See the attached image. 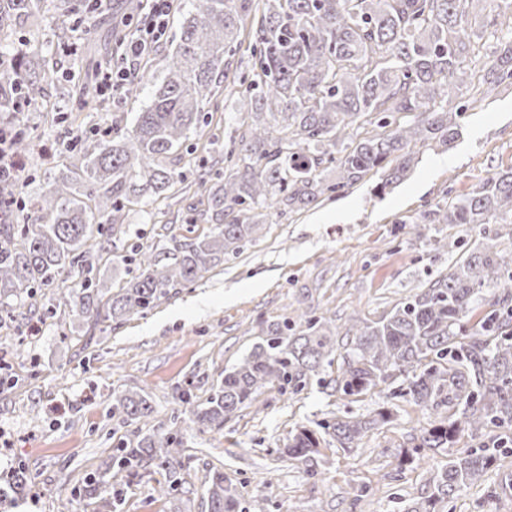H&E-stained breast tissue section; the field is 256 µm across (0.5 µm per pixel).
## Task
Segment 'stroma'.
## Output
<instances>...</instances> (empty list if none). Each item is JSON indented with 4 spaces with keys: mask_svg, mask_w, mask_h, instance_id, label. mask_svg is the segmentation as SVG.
<instances>
[{
    "mask_svg": "<svg viewBox=\"0 0 512 512\" xmlns=\"http://www.w3.org/2000/svg\"><path fill=\"white\" fill-rule=\"evenodd\" d=\"M61 0H45L38 23L6 28L0 41L18 52L40 49L57 64L59 83L47 98L57 118L33 105L18 112L32 143L21 158L27 195L35 197L49 180L65 171L68 146L76 135L99 130L112 115L132 117L149 103L161 70H148L136 94L122 90L116 101L78 110L59 86L74 87L97 73L111 58L124 29L125 0H101L93 22L95 40L75 29H60ZM228 65L218 97L223 106L208 112L204 134L191 136L188 178H196L199 159L237 151L235 132L246 111L244 82L256 56L250 30H243L226 52ZM475 88H463L459 101H474L461 120L460 135L449 147L420 144L411 177L383 197L368 174L342 195L321 199L287 215L264 209V228L241 252L226 257L188 287L152 310L105 320L80 321L72 299L45 288L29 318L0 324V477L24 470L27 492L0 503V512H101L87 498L85 477L105 471L120 440L132 439L134 426L112 419V395L144 391L155 409L149 427L169 428L180 417L183 483L171 498L155 491L162 476L154 470L132 475L110 471L122 512H207L204 481L213 472L228 476L243 506L263 512H400L403 501L427 498L434 471L463 449L486 443L488 434L466 436L429 452L420 466L398 469V455L428 425L431 416L393 397L392 385L358 397L334 387L308 385L296 395L267 386L237 412L223 429L199 432L183 418L179 400L189 391L205 403L225 369L238 364L264 339L269 325L301 316L334 319L337 334L353 320L376 321L419 289L428 287L483 236L499 235L512 245L507 224H424L420 216L435 205L457 202L494 173L512 166V87L503 86L485 100ZM126 232L100 253L95 272L105 295L125 286L136 273L137 247L164 249L188 232H210L207 224L187 228L171 199L149 197L131 206ZM390 403L391 423L373 429L351 447L325 450L318 476L305 465L282 457V448L299 427L335 417L365 416ZM512 479V453L482 481L457 493L451 512H512V497L491 498V491ZM367 486L362 497L353 490Z\"/></svg>",
    "mask_w": 512,
    "mask_h": 512,
    "instance_id": "stroma-1",
    "label": "stroma"
}]
</instances>
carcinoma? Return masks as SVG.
Wrapping results in <instances>:
<instances>
[{
    "mask_svg": "<svg viewBox=\"0 0 512 512\" xmlns=\"http://www.w3.org/2000/svg\"><path fill=\"white\" fill-rule=\"evenodd\" d=\"M41 0H0V30L16 20H36ZM179 43L158 59L165 71L154 84L150 104L132 122L118 118L94 142L69 151L72 175L43 188L14 224V209L0 224V311L32 299L38 288L65 293L67 270L81 278L70 294L78 317L95 323L120 320L156 306L203 273L224 263L256 239L263 225L257 209L279 206L283 213L307 208L322 196L340 195L371 171H382L374 186L384 195L415 165L419 143L447 147L454 141L468 103L452 92L471 84V37L496 38L480 85L488 97L512 85V11L497 0H193ZM261 13L255 29L257 66L246 92L251 110L241 118L240 153L230 172L202 178L187 197L183 220L212 224L214 230L171 248L141 252L140 273L108 299L94 274V250L124 233L120 217L145 194L166 195L186 181L180 163L189 134L205 123L204 105L219 109L215 88L227 78L224 54L246 20ZM49 73L39 59L0 68V112L44 95ZM412 114L411 121L401 115ZM377 128L350 148L337 149L358 119ZM279 127L270 135L268 124ZM26 182L0 186L4 200H23ZM425 224H512V167L495 173L460 202L430 209ZM489 307L470 324L476 304ZM336 325L309 318L299 334L288 321L267 328L237 365L224 371L204 405L191 394L180 401L190 421L205 432L252 400L262 387L296 395L324 365L334 363ZM348 351L331 380L345 396H359L401 377L398 396L435 415L403 450L402 463L422 461L425 451L446 448L466 434L496 428L492 443L467 448L448 459L433 478L434 491L401 512H439L462 489L475 484L512 445V251L488 237L482 249L460 258L429 287L394 306L385 317L345 334ZM155 409L140 392L114 396L110 414L122 423L148 421ZM390 412L366 418L325 420L297 429L283 454L317 475L322 446L343 448L378 425ZM183 445L178 430L153 431L118 449L119 467L129 473L155 467L168 496L182 484ZM23 471L0 485V499L21 496ZM86 497L105 512H121L106 474L85 480ZM208 512H247L232 481L221 472L207 480Z\"/></svg>",
    "mask_w": 512,
    "mask_h": 512,
    "instance_id": "1",
    "label": "carcinoma"
}]
</instances>
